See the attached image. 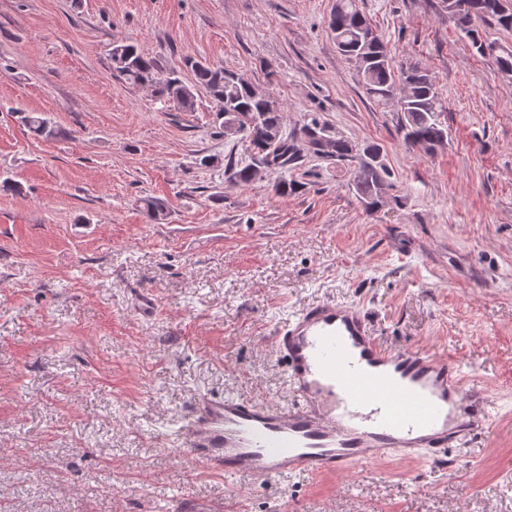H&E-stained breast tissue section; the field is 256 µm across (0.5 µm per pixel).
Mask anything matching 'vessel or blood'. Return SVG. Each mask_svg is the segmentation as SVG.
Instances as JSON below:
<instances>
[{
	"instance_id": "1",
	"label": "vessel or blood",
	"mask_w": 512,
	"mask_h": 512,
	"mask_svg": "<svg viewBox=\"0 0 512 512\" xmlns=\"http://www.w3.org/2000/svg\"><path fill=\"white\" fill-rule=\"evenodd\" d=\"M275 343L294 403L199 395L186 411L181 445L225 476L270 482L383 456L436 459L489 421V402L465 391L457 365L383 349L357 303L306 307Z\"/></svg>"
}]
</instances>
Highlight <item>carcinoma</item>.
Segmentation results:
<instances>
[{
    "label": "carcinoma",
    "instance_id": "1",
    "mask_svg": "<svg viewBox=\"0 0 512 512\" xmlns=\"http://www.w3.org/2000/svg\"><path fill=\"white\" fill-rule=\"evenodd\" d=\"M448 12L454 15L471 46L482 56L494 58L498 69L512 75V45L502 46L488 41L473 26L476 19L491 18L504 29L512 30V5L508 0H446ZM329 29L336 38L339 51L353 62L362 78V88L370 99L381 105L397 103L402 114L401 130L407 143L432 149L447 138V127L441 122L444 112L441 95L426 68L409 63L394 71L387 45L373 29L359 7L358 0H337L330 16ZM112 70L117 77L133 86L152 85L164 99L183 111L194 107V90L204 89L220 103L216 118L224 127L235 126L248 143L249 163L242 165L228 159L225 169L240 184L257 179L260 168L288 170L302 158L304 149L338 162L353 159L352 142L342 136L329 137L321 146L319 133L324 131L315 118L298 133L284 131L282 108L274 97H262L252 90L250 79L221 66L189 59L186 67L194 74L195 84H185L177 74L163 73L155 58L142 53L137 46L118 43L110 52ZM29 131L40 137L57 134L52 123L38 115H27ZM390 177L386 165L375 162L354 181L358 200L365 209L383 207L388 199Z\"/></svg>",
    "mask_w": 512,
    "mask_h": 512
}]
</instances>
